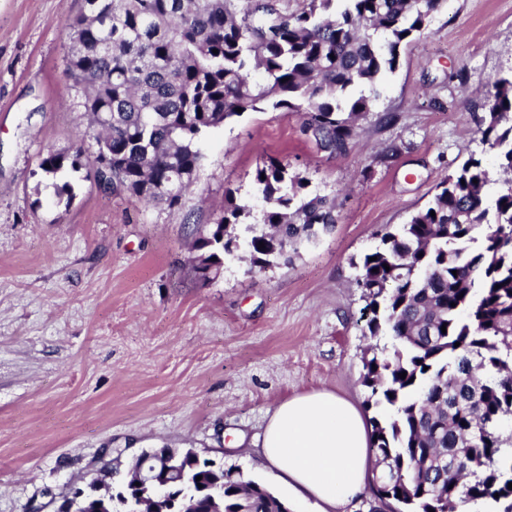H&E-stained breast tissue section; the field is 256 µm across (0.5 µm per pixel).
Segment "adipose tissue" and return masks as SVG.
Listing matches in <instances>:
<instances>
[{
    "instance_id": "1",
    "label": "adipose tissue",
    "mask_w": 512,
    "mask_h": 512,
    "mask_svg": "<svg viewBox=\"0 0 512 512\" xmlns=\"http://www.w3.org/2000/svg\"><path fill=\"white\" fill-rule=\"evenodd\" d=\"M370 432L350 401L315 391L269 411L261 455L301 512H343L367 488Z\"/></svg>"
}]
</instances>
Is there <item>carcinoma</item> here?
Wrapping results in <instances>:
<instances>
[{"instance_id": "1", "label": "carcinoma", "mask_w": 512, "mask_h": 512, "mask_svg": "<svg viewBox=\"0 0 512 512\" xmlns=\"http://www.w3.org/2000/svg\"><path fill=\"white\" fill-rule=\"evenodd\" d=\"M336 2L310 0L290 16L279 0H84L64 29L71 76L91 116L80 136L96 145L87 177L107 153L112 192L178 207L198 178L204 136L239 108L300 112L319 149L344 152L355 120L372 106L371 96L352 91H372L396 69L400 45L424 34L439 0ZM254 71L264 83L252 81ZM485 110L481 140L498 150L506 188L488 200L489 170L470 156L361 264L368 335L393 339L363 364L367 405L383 408L370 419L374 465L398 472L372 491L392 512H467L489 501L512 512V432L501 429L512 418V77L492 83ZM67 164L82 166L81 151L49 152L39 163L59 197L70 194L56 183ZM255 183L266 208L261 223L246 226L252 264L285 257L275 243L296 251L335 227V202L303 193L304 178L282 161L257 168ZM247 214L234 205L199 234L195 271L217 276L231 229ZM171 480L173 497L190 483L192 512H288L242 472L206 470L185 453ZM84 507L125 510L118 499L94 497Z\"/></svg>"}]
</instances>
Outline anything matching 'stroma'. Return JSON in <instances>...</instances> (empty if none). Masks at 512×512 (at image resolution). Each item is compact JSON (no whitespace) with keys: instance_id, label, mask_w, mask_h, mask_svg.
<instances>
[{"instance_id":"stroma-1","label":"stroma","mask_w":512,"mask_h":512,"mask_svg":"<svg viewBox=\"0 0 512 512\" xmlns=\"http://www.w3.org/2000/svg\"><path fill=\"white\" fill-rule=\"evenodd\" d=\"M83 0H0V512H58L104 461L192 448L287 491L255 446L267 413L327 389L372 416L363 358L360 262L427 205L481 142L492 81L512 73V0H444L400 51L341 154L321 151L299 113L265 108L211 129L181 208L147 206L64 171L70 203L38 189L40 155L92 153L64 22ZM393 123H382L384 113ZM396 155L384 156L388 145ZM287 163L334 199L329 234L266 270L247 259L246 224L266 207L254 181ZM248 206L220 275L192 269V229Z\"/></svg>"}]
</instances>
